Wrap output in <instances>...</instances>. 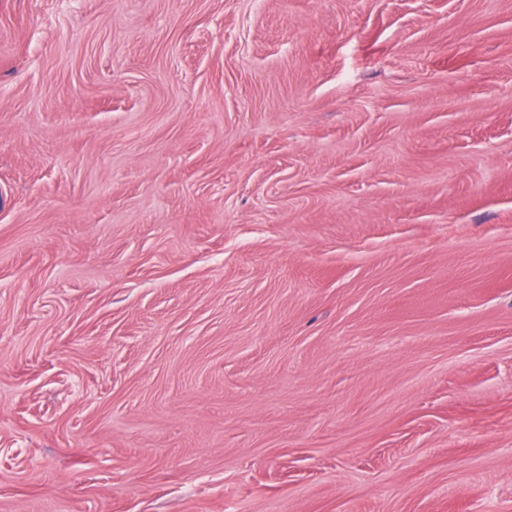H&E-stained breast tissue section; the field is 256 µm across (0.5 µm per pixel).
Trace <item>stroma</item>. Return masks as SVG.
Here are the masks:
<instances>
[{"label":"stroma","mask_w":512,"mask_h":512,"mask_svg":"<svg viewBox=\"0 0 512 512\" xmlns=\"http://www.w3.org/2000/svg\"><path fill=\"white\" fill-rule=\"evenodd\" d=\"M0 512H512V0H0Z\"/></svg>","instance_id":"35a3bbf8"}]
</instances>
